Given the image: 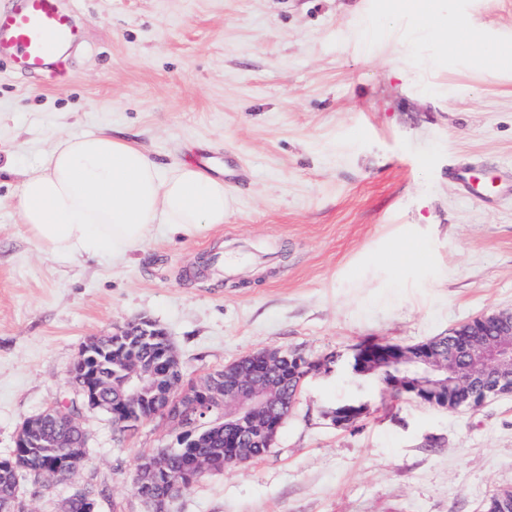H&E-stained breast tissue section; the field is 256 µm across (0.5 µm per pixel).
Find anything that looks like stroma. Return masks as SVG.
<instances>
[{"label": "stroma", "mask_w": 512, "mask_h": 512, "mask_svg": "<svg viewBox=\"0 0 512 512\" xmlns=\"http://www.w3.org/2000/svg\"><path fill=\"white\" fill-rule=\"evenodd\" d=\"M411 3L62 0L82 30L66 81L0 69V167L109 130L228 188L223 224L74 260L42 251L0 174V455L64 403L89 448L69 482L22 480L29 512L79 488L97 512H147L131 477L175 429L116 434L70 379L86 339L138 318L191 381L269 347L337 356L265 457L203 475L170 512H480L512 489V395L446 412L351 369L365 340L512 311V0H429L444 33ZM345 403L366 411L339 428Z\"/></svg>", "instance_id": "1"}]
</instances>
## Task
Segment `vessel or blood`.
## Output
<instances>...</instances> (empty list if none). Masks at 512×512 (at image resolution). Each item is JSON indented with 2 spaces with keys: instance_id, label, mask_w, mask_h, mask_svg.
I'll list each match as a JSON object with an SVG mask.
<instances>
[{
  "instance_id": "vessel-or-blood-1",
  "label": "vessel or blood",
  "mask_w": 512,
  "mask_h": 512,
  "mask_svg": "<svg viewBox=\"0 0 512 512\" xmlns=\"http://www.w3.org/2000/svg\"><path fill=\"white\" fill-rule=\"evenodd\" d=\"M81 39L73 12L59 0H10L0 9V62L15 72L61 81Z\"/></svg>"
}]
</instances>
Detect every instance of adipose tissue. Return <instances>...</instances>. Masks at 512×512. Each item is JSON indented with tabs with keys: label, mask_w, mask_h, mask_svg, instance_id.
<instances>
[{
	"label": "adipose tissue",
	"mask_w": 512,
	"mask_h": 512,
	"mask_svg": "<svg viewBox=\"0 0 512 512\" xmlns=\"http://www.w3.org/2000/svg\"><path fill=\"white\" fill-rule=\"evenodd\" d=\"M225 195L223 179L189 163L163 168L135 143L103 131L57 136L24 169L18 207L50 254L121 257L157 227L193 236L223 223Z\"/></svg>",
	"instance_id": "1"
}]
</instances>
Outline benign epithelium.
I'll return each mask as SVG.
<instances>
[{"label":"benign epithelium","instance_id":"obj_1","mask_svg":"<svg viewBox=\"0 0 512 512\" xmlns=\"http://www.w3.org/2000/svg\"><path fill=\"white\" fill-rule=\"evenodd\" d=\"M163 335L165 331L148 319L131 321L116 332V336L126 337V345L120 347L113 361L124 374L117 388L122 403H136L156 388L154 365L137 360L136 355L140 345ZM451 335L455 336V347L446 355L432 339L413 346L377 341L362 344L353 362L354 371H381L388 389L446 411L457 409L480 392L512 394V311L482 314L458 325ZM289 355L288 364L296 367L302 381L328 362L326 357L312 359L296 349ZM282 359L283 349L267 348L224 366L222 375H209L188 386L172 383L157 395L153 420L177 421L183 406H195L200 398L217 400L224 403L225 424L239 434L231 460L202 461L194 470L195 477L250 462L254 454L251 439L256 433L271 444L275 442L286 416V400L281 382L272 378V369ZM365 409L364 404L339 408L334 413L336 425H352ZM45 413L54 415L63 426L64 432L46 434L43 440L59 449L54 470L67 478L76 473L72 462L77 450L65 430L78 426V422L65 405ZM164 453L166 450H161V456L138 475L137 496L149 502L153 512H168L169 503L184 490L182 480L168 470Z\"/></svg>","mask_w":512,"mask_h":512}]
</instances>
